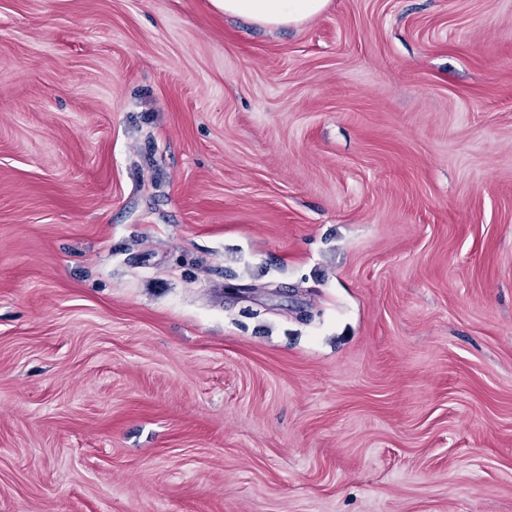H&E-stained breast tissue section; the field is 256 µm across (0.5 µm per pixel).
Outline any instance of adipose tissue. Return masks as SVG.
<instances>
[{
  "instance_id": "adipose-tissue-1",
  "label": "adipose tissue",
  "mask_w": 512,
  "mask_h": 512,
  "mask_svg": "<svg viewBox=\"0 0 512 512\" xmlns=\"http://www.w3.org/2000/svg\"><path fill=\"white\" fill-rule=\"evenodd\" d=\"M224 14L270 28L299 27L321 14L330 0H211Z\"/></svg>"
}]
</instances>
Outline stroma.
<instances>
[{"label":"stroma","instance_id":"35a3bbf8","mask_svg":"<svg viewBox=\"0 0 512 512\" xmlns=\"http://www.w3.org/2000/svg\"><path fill=\"white\" fill-rule=\"evenodd\" d=\"M0 512H512V0H0ZM331 0H211L224 15L244 17L270 28L300 27L321 14Z\"/></svg>","mask_w":512,"mask_h":512}]
</instances>
